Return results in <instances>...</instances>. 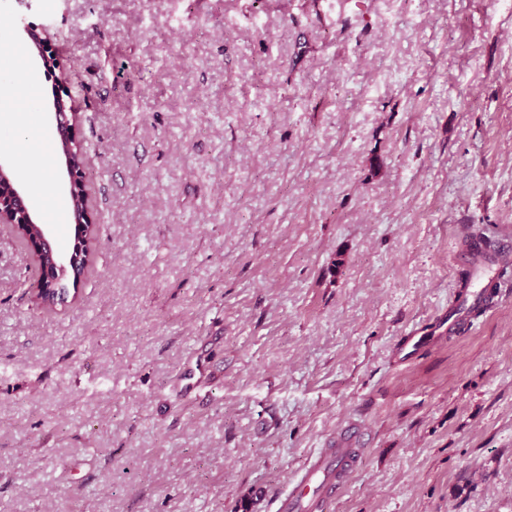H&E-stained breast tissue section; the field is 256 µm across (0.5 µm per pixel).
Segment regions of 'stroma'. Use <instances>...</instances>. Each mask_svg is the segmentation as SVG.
<instances>
[{"label":"stroma","mask_w":512,"mask_h":512,"mask_svg":"<svg viewBox=\"0 0 512 512\" xmlns=\"http://www.w3.org/2000/svg\"><path fill=\"white\" fill-rule=\"evenodd\" d=\"M0 41V154L68 242L65 75L99 225L53 311L0 232V512H275L351 423L329 512H512V271L398 352L512 236V0H0ZM20 30L26 41H28L29 38L33 40L36 49L33 50L32 53L42 60L45 67L60 69L59 61L51 48L49 37L42 25L32 21L23 22L20 26ZM61 86L48 109L49 119L54 128L57 143L67 144L72 150L83 146L77 136L78 113L75 110L71 94L65 86V77L59 79ZM456 262L461 266H468L474 269V280L463 291L461 297L451 307L448 313V326L442 331L445 323L435 328L422 330V334L412 344L414 349H421L436 344L443 334L448 331V336L463 334L468 329L471 310L485 303V282L490 279L492 266L479 257L476 250L471 249L462 252Z\"/></svg>","instance_id":"obj_1"}]
</instances>
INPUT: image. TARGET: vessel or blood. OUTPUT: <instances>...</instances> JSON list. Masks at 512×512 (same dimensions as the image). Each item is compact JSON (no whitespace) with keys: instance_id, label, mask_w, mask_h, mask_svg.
Returning a JSON list of instances; mask_svg holds the SVG:
<instances>
[{"instance_id":"b4317fda","label":"vessel or blood","mask_w":512,"mask_h":512,"mask_svg":"<svg viewBox=\"0 0 512 512\" xmlns=\"http://www.w3.org/2000/svg\"><path fill=\"white\" fill-rule=\"evenodd\" d=\"M457 262L473 268L474 279L451 307L446 331L423 330L414 343L415 348L436 344L445 332L452 335L466 332L472 309L485 302V283L492 273L491 265L473 249L462 252ZM362 435L359 427H348L335 447L324 449L310 459L289 489L277 492L274 498L276 512H325L328 503L343 491L359 466L363 451L358 444Z\"/></svg>"}]
</instances>
